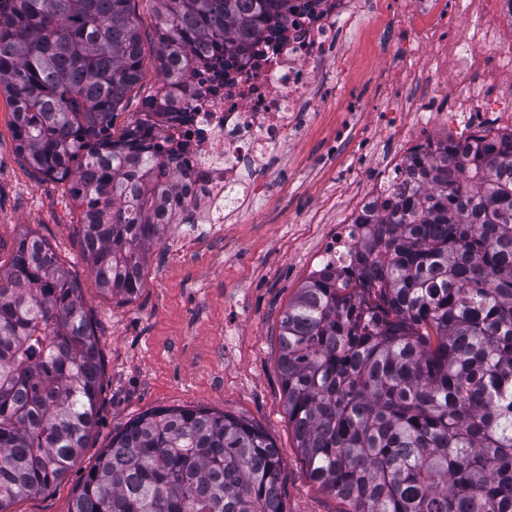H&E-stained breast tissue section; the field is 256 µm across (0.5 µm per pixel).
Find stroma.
I'll use <instances>...</instances> for the list:
<instances>
[{
  "label": "stroma",
  "instance_id": "obj_1",
  "mask_svg": "<svg viewBox=\"0 0 512 512\" xmlns=\"http://www.w3.org/2000/svg\"><path fill=\"white\" fill-rule=\"evenodd\" d=\"M435 11L425 18L404 15L395 0H372L355 42L343 50L328 104L287 155L273 160L266 199L206 244L188 225H168L148 255L143 290L127 302L98 289L82 256L69 185L46 177L17 151L11 103L0 92V258L9 259L24 232L51 246L82 292L104 364L96 424L81 458L50 492L16 499L11 512H69L75 488L115 432L145 411L184 406L261 426L280 450L289 512H342L340 500L308 479L288 425L277 366L280 322L312 274L321 243L369 183L403 157L414 130L384 121L387 89L409 83L422 63L433 73L441 111L461 109L453 94L451 43L435 31L453 35L475 18L459 16L450 0H438ZM135 16L143 78L114 119L116 137L136 122L145 97L161 84L154 0H135ZM407 22L422 34L417 59L385 57L386 42ZM353 99L364 110L348 124L344 109ZM340 131V152L317 163L326 140Z\"/></svg>",
  "mask_w": 512,
  "mask_h": 512
}]
</instances>
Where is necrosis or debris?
<instances>
[{"label": "necrosis or debris", "instance_id": "4bbe7bcc", "mask_svg": "<svg viewBox=\"0 0 512 512\" xmlns=\"http://www.w3.org/2000/svg\"><path fill=\"white\" fill-rule=\"evenodd\" d=\"M361 10V0H296L284 28L266 36L246 53L226 58L224 75L202 74L168 89L170 104L155 143H180L169 160L170 170L183 177L182 191L171 197L175 215H193L195 236L216 238L218 224L241 215L249 200L264 195L273 172L271 161L285 155L301 134L310 113L320 111V86L335 82L340 61V36ZM486 65L512 64V35L498 21L480 17L477 28L465 29L453 43V61L460 76L454 92L469 102L475 87L473 60ZM425 86L410 85L402 111L418 126L447 122V114L430 108ZM480 113L456 114L457 126L479 123ZM416 186L410 158L394 165L367 189L346 222L337 224L319 254L320 265L350 272L356 247L367 227L364 213L385 210L395 198Z\"/></svg>", "mask_w": 512, "mask_h": 512}]
</instances>
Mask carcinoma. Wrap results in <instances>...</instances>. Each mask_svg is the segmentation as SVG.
Returning <instances> with one entry per match:
<instances>
[{
    "instance_id": "obj_1",
    "label": "carcinoma",
    "mask_w": 512,
    "mask_h": 512,
    "mask_svg": "<svg viewBox=\"0 0 512 512\" xmlns=\"http://www.w3.org/2000/svg\"><path fill=\"white\" fill-rule=\"evenodd\" d=\"M0 91L17 149L69 182L99 289L144 286L167 174L146 125L111 134L142 79L135 0H12ZM162 82L288 19L289 0H154ZM414 197L374 218L343 277L312 274L280 323L288 425L307 476L344 512H512V133L450 144ZM103 369L78 285L23 233L0 266V512L81 456ZM278 448L205 407L146 412L112 436L70 512H288Z\"/></svg>"
}]
</instances>
